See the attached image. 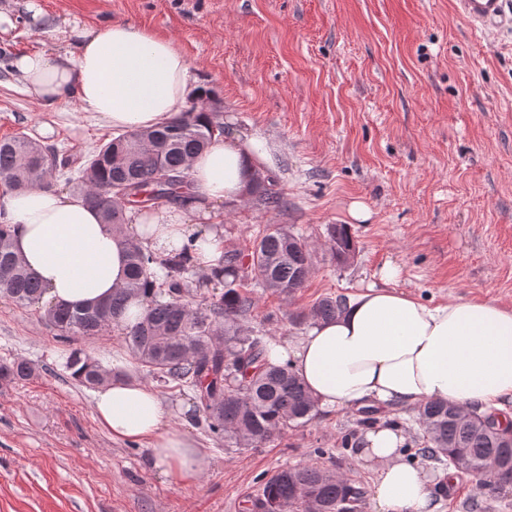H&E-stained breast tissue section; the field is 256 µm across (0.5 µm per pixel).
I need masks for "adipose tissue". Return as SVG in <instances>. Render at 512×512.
<instances>
[{
	"label": "adipose tissue",
	"mask_w": 512,
	"mask_h": 512,
	"mask_svg": "<svg viewBox=\"0 0 512 512\" xmlns=\"http://www.w3.org/2000/svg\"><path fill=\"white\" fill-rule=\"evenodd\" d=\"M40 32L66 43L64 52L18 55L13 71L39 107L75 104L120 131L152 129L179 115L197 86L173 39L125 21L101 27L55 24L40 0H24ZM262 160L254 143L215 138L189 168L190 200L159 207L151 220L128 212L121 233L103 223L80 194L32 185L0 192V222L13 249L44 288L45 301L85 306L124 283V240L159 255L186 252L211 274L224 250L217 214L239 199L246 176ZM396 266L382 267L381 286L348 300L335 319L309 328L294 344L272 345L269 359L290 363L317 407L332 413L364 406L412 408L441 400L465 411L512 405V306L482 299L423 302L393 289ZM96 419L113 439L148 442L153 464L175 480L203 473L208 460L146 385L115 381L95 393ZM405 440L382 422L362 436L357 457L374 472V512H434L423 467L403 460Z\"/></svg>",
	"instance_id": "adipose-tissue-1"
}]
</instances>
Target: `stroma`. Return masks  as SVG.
I'll return each mask as SVG.
<instances>
[{
	"instance_id": "1",
	"label": "stroma",
	"mask_w": 512,
	"mask_h": 512,
	"mask_svg": "<svg viewBox=\"0 0 512 512\" xmlns=\"http://www.w3.org/2000/svg\"><path fill=\"white\" fill-rule=\"evenodd\" d=\"M54 20L97 27L130 21L174 38L193 78L216 89L224 129L255 140L280 203L258 196L224 208V243L250 254L257 236L281 227L312 247L313 271L291 296L250 288L248 326L281 344L305 326L294 315L325 296L351 297L378 282L385 263L398 289L427 302L478 298L512 304V24L477 29L456 0H41ZM18 16L0 52L61 50ZM48 125L52 134L39 133ZM56 146L70 168L111 128L70 106L40 110L0 66V139L17 133ZM363 203L369 221L352 220ZM348 225L356 244L340 263L327 227ZM41 306L0 299V359L36 374L0 381V512H246L275 471L319 463L363 490L374 474L346 434L359 410L321 412L262 448L225 449L204 428L190 393L158 389L208 456L196 480L160 474L147 443L112 439L94 415V392L64 362L79 347L103 366L153 384L112 326L69 344ZM418 411H378L399 427L408 462L431 481L437 512H512V484L482 492L473 475L444 480L446 464L419 452Z\"/></svg>"
}]
</instances>
